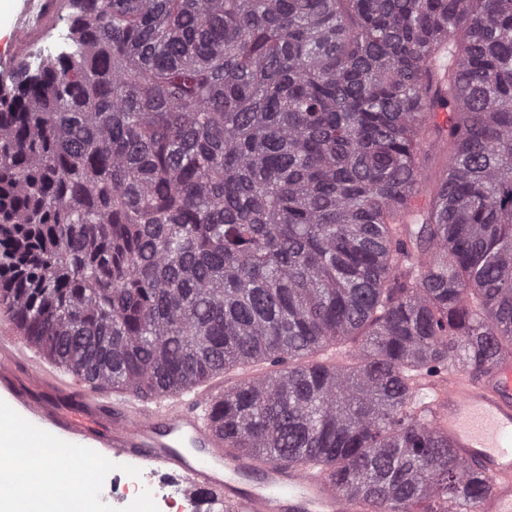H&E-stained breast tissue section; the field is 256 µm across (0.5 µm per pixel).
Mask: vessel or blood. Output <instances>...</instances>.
I'll return each instance as SVG.
<instances>
[{
    "label": "vessel or blood",
    "instance_id": "obj_1",
    "mask_svg": "<svg viewBox=\"0 0 512 512\" xmlns=\"http://www.w3.org/2000/svg\"><path fill=\"white\" fill-rule=\"evenodd\" d=\"M76 376L46 367L19 338L0 336V402L30 426L69 445V464L109 451L159 488L223 498L228 512H363L359 499L335 490L324 472L262 463L225 448L211 401L193 396L167 402L113 401V419L100 414L104 393L90 391L79 412L63 403ZM430 423L448 437L457 459L479 466L490 490L476 512H512V356L482 373L456 371L434 387Z\"/></svg>",
    "mask_w": 512,
    "mask_h": 512
}]
</instances>
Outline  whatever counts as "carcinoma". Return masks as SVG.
Returning <instances> with one entry per match:
<instances>
[{"label": "carcinoma", "mask_w": 512, "mask_h": 512, "mask_svg": "<svg viewBox=\"0 0 512 512\" xmlns=\"http://www.w3.org/2000/svg\"><path fill=\"white\" fill-rule=\"evenodd\" d=\"M68 2L71 49L0 81L19 335L133 396L268 365L227 447L474 512L413 389L512 355V0Z\"/></svg>", "instance_id": "carcinoma-1"}]
</instances>
